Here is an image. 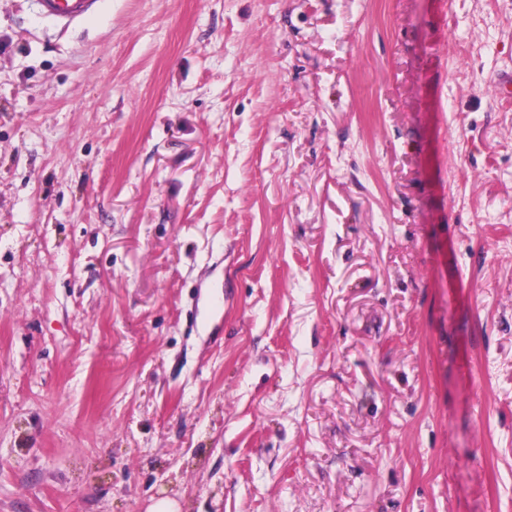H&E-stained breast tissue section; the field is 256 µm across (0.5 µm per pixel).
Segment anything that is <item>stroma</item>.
Here are the masks:
<instances>
[{
  "label": "stroma",
  "instance_id": "stroma-1",
  "mask_svg": "<svg viewBox=\"0 0 512 512\" xmlns=\"http://www.w3.org/2000/svg\"><path fill=\"white\" fill-rule=\"evenodd\" d=\"M512 0H0V512H512ZM98 0H39L41 13L63 28L79 23L96 8Z\"/></svg>",
  "mask_w": 512,
  "mask_h": 512
}]
</instances>
